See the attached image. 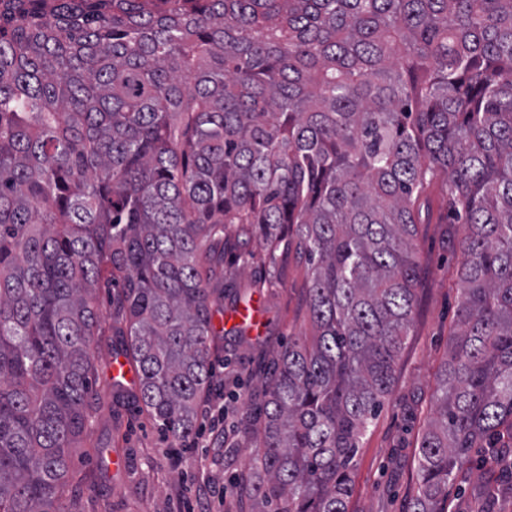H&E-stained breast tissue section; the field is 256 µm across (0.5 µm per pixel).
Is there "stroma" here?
<instances>
[{
    "label": "stroma",
    "instance_id": "1",
    "mask_svg": "<svg viewBox=\"0 0 512 512\" xmlns=\"http://www.w3.org/2000/svg\"><path fill=\"white\" fill-rule=\"evenodd\" d=\"M448 207L441 187H433L417 226L421 274L418 306L391 394L362 439L352 475L349 512H407L417 488L418 438L434 408L438 374L457 324L463 260L458 240L449 238ZM244 269L224 270V295L257 307L262 327L239 340L225 319L226 333L212 350L214 388L227 392L234 417L264 400L268 367L295 337H312L305 262L294 251L268 253L258 238L237 249ZM104 335L94 343L97 410L90 436L70 459L69 512H183L195 491L208 493L211 512H251L257 481L252 435L235 431L226 442L174 458L177 443L139 412L131 393L113 390L112 360L122 325L111 304L112 291L97 290ZM496 473L464 466L448 485L450 512H477Z\"/></svg>",
    "mask_w": 512,
    "mask_h": 512
}]
</instances>
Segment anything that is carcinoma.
<instances>
[{
    "instance_id": "carcinoma-1",
    "label": "carcinoma",
    "mask_w": 512,
    "mask_h": 512,
    "mask_svg": "<svg viewBox=\"0 0 512 512\" xmlns=\"http://www.w3.org/2000/svg\"><path fill=\"white\" fill-rule=\"evenodd\" d=\"M464 226L408 512L512 470V0H15L0 13V512H64L99 283L135 399L196 431L228 233L304 259L252 512H348L414 320L422 195Z\"/></svg>"
}]
</instances>
